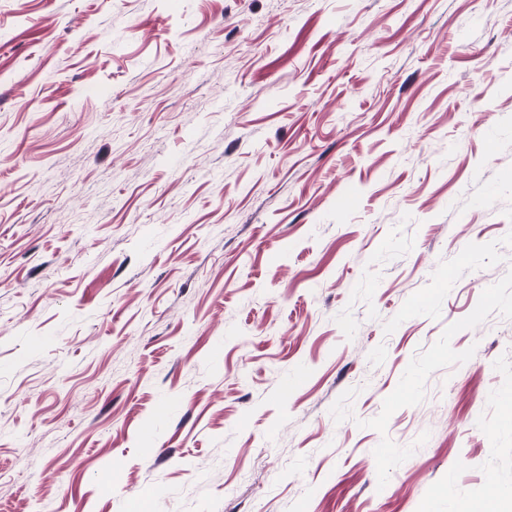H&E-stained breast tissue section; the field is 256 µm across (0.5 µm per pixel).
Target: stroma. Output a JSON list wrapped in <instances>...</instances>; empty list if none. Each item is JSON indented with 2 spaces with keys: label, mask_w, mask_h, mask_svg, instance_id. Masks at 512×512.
Wrapping results in <instances>:
<instances>
[{
  "label": "stroma",
  "mask_w": 512,
  "mask_h": 512,
  "mask_svg": "<svg viewBox=\"0 0 512 512\" xmlns=\"http://www.w3.org/2000/svg\"><path fill=\"white\" fill-rule=\"evenodd\" d=\"M511 400L512 0H0V512H512Z\"/></svg>",
  "instance_id": "obj_1"
}]
</instances>
